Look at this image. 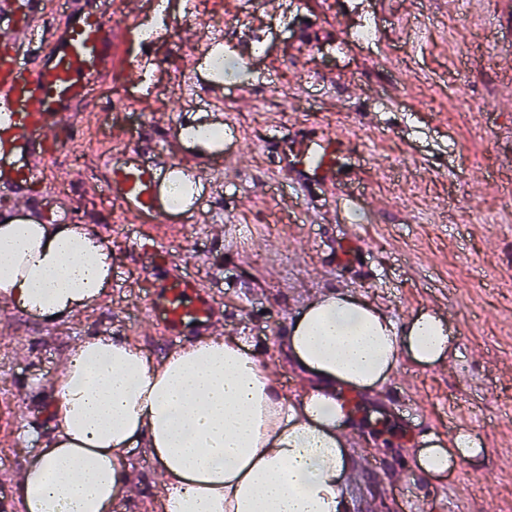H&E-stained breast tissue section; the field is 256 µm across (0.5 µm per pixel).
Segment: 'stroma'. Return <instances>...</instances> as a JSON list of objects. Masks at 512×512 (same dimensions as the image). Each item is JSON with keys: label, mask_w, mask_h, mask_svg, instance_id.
Segmentation results:
<instances>
[{"label": "stroma", "mask_w": 512, "mask_h": 512, "mask_svg": "<svg viewBox=\"0 0 512 512\" xmlns=\"http://www.w3.org/2000/svg\"><path fill=\"white\" fill-rule=\"evenodd\" d=\"M122 48L143 71L122 89L105 83L90 114H102L113 156L153 148L154 130L224 127L232 172L218 176L207 149L181 143L179 158L200 181L190 224H130L99 190L73 186L91 175L98 150L63 155L52 185L67 186L86 227L112 255L101 302L47 322L14 309L0 315V494L13 508L19 476L57 430L53 381L68 351L98 332L128 339L153 357L188 344L160 335L144 311L152 277L134 240H167L173 259L224 309V329L244 337L288 400L308 380L282 340L308 302L328 292L371 301L398 326L423 312L450 326L445 364L401 358L379 388L357 394L364 418L383 417L381 437L348 433L355 474L350 512H512V0H209L202 15L185 0L142 5ZM366 25L378 39L357 40ZM208 32L249 74L211 95L177 90L185 65L196 81L211 72ZM124 95L127 112H105ZM344 142L336 180L297 184L292 161L306 131ZM356 235L362 256L337 264ZM472 434L485 453L445 477L415 466L425 438ZM133 485L112 512H156L160 475L143 445L129 448Z\"/></svg>", "instance_id": "obj_1"}]
</instances>
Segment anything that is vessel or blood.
<instances>
[{"instance_id": "1", "label": "vessel or blood", "mask_w": 512, "mask_h": 512, "mask_svg": "<svg viewBox=\"0 0 512 512\" xmlns=\"http://www.w3.org/2000/svg\"><path fill=\"white\" fill-rule=\"evenodd\" d=\"M117 42L110 0H70L66 15L54 23L46 18L44 0H0V194L13 200L1 222L79 223L73 198L49 189L47 171L79 140V110L93 85L109 76L141 78L135 64L118 63ZM310 141L300 161L304 179L334 181L332 156L339 141L316 135ZM156 149L165 161H146L132 149L97 162V187L134 224L170 221L163 186L182 169L175 160L176 124L158 129ZM141 251L157 273L145 311L160 333L181 336L222 327L219 305L200 283L172 266L164 242L142 241Z\"/></svg>"}]
</instances>
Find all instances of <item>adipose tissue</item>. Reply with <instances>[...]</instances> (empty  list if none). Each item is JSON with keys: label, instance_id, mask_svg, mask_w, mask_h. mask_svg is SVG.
Wrapping results in <instances>:
<instances>
[{"label": "adipose tissue", "instance_id": "ef3b65f1", "mask_svg": "<svg viewBox=\"0 0 512 512\" xmlns=\"http://www.w3.org/2000/svg\"><path fill=\"white\" fill-rule=\"evenodd\" d=\"M110 284L111 257L85 228L0 224V297L10 305L50 321L97 303ZM286 349L314 381L297 403L240 336L158 360L104 334L81 342L53 384L57 436L21 473L22 512H111L138 440L163 476L157 512H349L353 393L379 388L401 357L442 363L448 332L427 312L400 331L369 301L329 293L308 303ZM481 453L461 431L425 439L416 463L436 478Z\"/></svg>", "mask_w": 512, "mask_h": 512}]
</instances>
